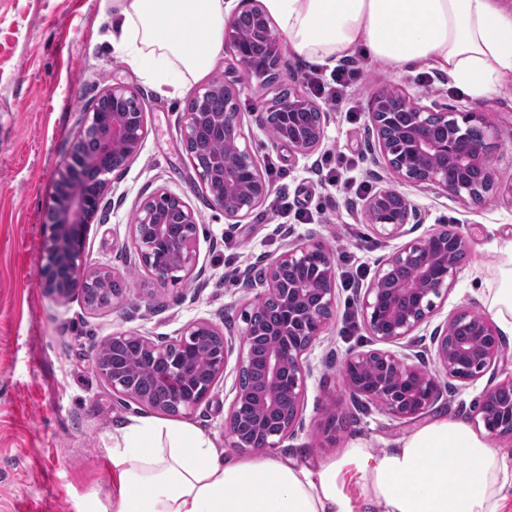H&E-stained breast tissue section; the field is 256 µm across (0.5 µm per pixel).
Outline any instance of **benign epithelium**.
<instances>
[{
  "label": "benign epithelium",
  "instance_id": "obj_1",
  "mask_svg": "<svg viewBox=\"0 0 512 512\" xmlns=\"http://www.w3.org/2000/svg\"><path fill=\"white\" fill-rule=\"evenodd\" d=\"M245 21L252 29L248 38L242 32ZM224 40L245 77L265 82L280 77L283 38L252 0H241L233 10ZM237 94L222 80L209 84L191 98L184 126L188 149L202 129L210 137H223V158L194 170L210 205L236 222L271 194L247 143L241 113L232 109L220 120L214 112L217 104L227 106ZM251 117L257 128L276 130L272 146H285L297 155L316 151L325 139L328 112L299 91L284 90L261 102V111ZM146 134L135 91L119 84L105 88L90 122L76 133L75 152L59 170L57 207L40 269L49 293L83 295L116 280L112 270L86 265L84 227L99 210L103 176L125 168L139 154ZM368 134L377 148L373 161L389 180L362 199L361 215L383 235L401 238L419 223L417 210L394 181L459 201L480 199L494 188L490 134L475 113L426 94L385 88L368 113ZM135 221L146 232L132 237V246L155 280L175 282L193 275L197 258L194 235L187 229L196 227V217L191 208L159 189L140 203ZM465 249V237L444 228L405 242L378 264L359 306L370 335L383 348L351 352L343 360L342 381L353 404L371 401L396 419H416L442 395L441 377L465 383L499 363L502 333L488 315L474 311H462L434 330L438 374L389 349L401 342L416 346L418 331L435 311L434 299L447 295L456 281ZM335 284V264L322 245L289 241L254 282L255 295L241 312L239 346L207 319L185 324L179 336L167 341L116 332L96 349L95 371L121 403L189 415L208 400L235 353L238 377L224 416V445L243 454L272 451L302 424L311 372L308 354L329 327ZM130 356L144 362L151 382L145 392H134L124 373L122 364ZM477 414L490 436L512 434V374L490 380ZM321 426L324 443L336 445L344 431L336 409L326 412Z\"/></svg>",
  "mask_w": 512,
  "mask_h": 512
}]
</instances>
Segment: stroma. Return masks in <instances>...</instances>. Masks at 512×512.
Listing matches in <instances>:
<instances>
[{"mask_svg":"<svg viewBox=\"0 0 512 512\" xmlns=\"http://www.w3.org/2000/svg\"><path fill=\"white\" fill-rule=\"evenodd\" d=\"M359 61L363 77L349 93L358 118L331 112L322 149L352 156L359 175L375 187L382 171L372 162L367 114L383 87L421 93L418 79L426 67L393 70L364 55ZM308 67L286 51L280 81L264 85L243 78L227 51L208 77L189 81L181 90L157 88L113 51L112 0H0V512L111 507L116 492L112 435L129 419L153 414L135 403H118L96 374L95 349L112 333L172 339L188 321L201 318L241 327V309L250 298L242 277L262 268L289 240L319 242L337 272L356 262L370 276L400 246V239L362 223L360 198H345L339 186L314 173V156L271 147L267 132L250 123L245 133L271 186L268 202L236 224L208 204L184 147L183 117L191 97L209 79H223L240 90L238 111L252 112L259 98L283 88L307 92ZM115 82L137 92L148 133L138 156L110 174L98 214L85 228L87 265L114 269L124 285L119 303L93 310L80 294L61 299L47 292L39 269L59 166L72 153L75 135L103 89ZM433 91L441 102L477 113L499 139L490 153L497 193L464 202L403 188L420 216L416 235L448 226L467 241L453 288L437 300L429 326L420 332L422 364L432 371L437 368L433 327L462 309L484 311L487 286L497 269V246L512 237V83L490 97L469 99L439 74ZM161 187L177 194L197 216L200 270L164 285L149 278L133 251L121 248L130 238L137 207ZM283 193L300 209L330 207L328 221H281L276 205ZM358 296V289L337 281L335 318L308 355L312 370L306 379L303 428L279 449L289 460L313 464L335 458L355 439L366 441L376 454L408 430L376 405L355 406L344 395L340 366L346 354L377 346L363 321L347 323ZM235 376V368L227 367L209 400L188 417L219 448ZM487 383L484 377L453 382L434 415L448 414L482 428L472 406ZM329 407L345 419L346 429L335 447L324 448L317 424Z\"/></svg>","mask_w":512,"mask_h":512,"instance_id":"1","label":"stroma"}]
</instances>
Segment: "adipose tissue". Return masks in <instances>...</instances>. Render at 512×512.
<instances>
[{
    "label": "adipose tissue",
    "instance_id": "obj_1",
    "mask_svg": "<svg viewBox=\"0 0 512 512\" xmlns=\"http://www.w3.org/2000/svg\"><path fill=\"white\" fill-rule=\"evenodd\" d=\"M113 50L156 85L185 87L224 51L234 0H117ZM289 48L334 68L364 50L392 69L422 63L484 98L512 78V0H262ZM485 304L512 334V239ZM113 512H505L507 466L485 433L441 415L380 453L352 441L313 466L279 454L218 458L187 422L135 418L112 437ZM356 473L359 498L345 490Z\"/></svg>",
    "mask_w": 512,
    "mask_h": 512
}]
</instances>
